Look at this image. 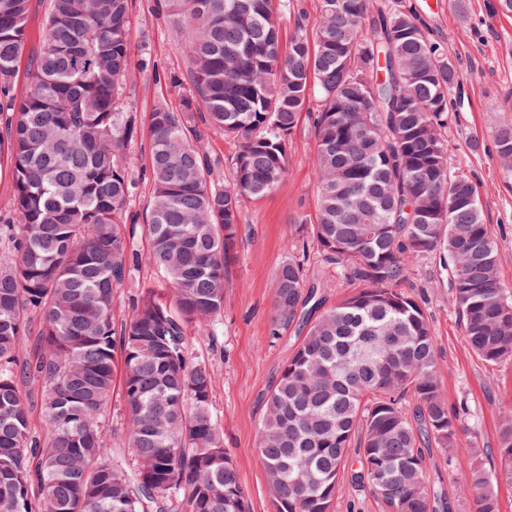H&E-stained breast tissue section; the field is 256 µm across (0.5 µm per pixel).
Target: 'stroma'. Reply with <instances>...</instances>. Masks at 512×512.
Returning a JSON list of instances; mask_svg holds the SVG:
<instances>
[{"label": "stroma", "instance_id": "1", "mask_svg": "<svg viewBox=\"0 0 512 512\" xmlns=\"http://www.w3.org/2000/svg\"><path fill=\"white\" fill-rule=\"evenodd\" d=\"M436 42L451 45L458 63V81L450 89L452 118L443 134L448 142L451 171L479 186L487 224L498 244L501 278L512 290V174L498 157L496 130L512 122V16L494 13L495 0H406ZM186 29L156 15L152 0H132L133 56L148 52L165 72H183L182 46ZM178 106L168 85L154 82L139 69L127 79L125 102L138 121V133L125 154L130 171L142 183L130 210L146 216L150 200L149 115L159 99ZM315 139L312 122L301 117L288 149L289 170L279 188L242 205L238 231L239 259L232 268V284L216 336H196L194 356L214 371L213 411L224 433V446L237 465L248 492L250 512H274L265 470L258 454V429L266 398L291 357L301 331L298 326L271 327L274 274L287 258V238L294 236L298 219L314 221L316 179L312 166ZM411 281L421 298L435 334L438 378L449 404L467 408L465 443L453 459L440 449L426 452V470L442 487L451 512H473V499L461 495L458 473L469 469L472 447L483 450L482 463H497L503 413L512 409V360L490 364L468 347L456 314L448 273L439 256L420 260Z\"/></svg>", "mask_w": 512, "mask_h": 512}]
</instances>
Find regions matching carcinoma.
I'll return each instance as SVG.
<instances>
[{
  "label": "carcinoma",
  "instance_id": "obj_1",
  "mask_svg": "<svg viewBox=\"0 0 512 512\" xmlns=\"http://www.w3.org/2000/svg\"><path fill=\"white\" fill-rule=\"evenodd\" d=\"M156 0L186 28L182 73H154L179 95L149 116L147 253L128 209L136 180L123 156L137 133L124 102L133 64L130 0H49L28 57L29 0H0V168L13 183L0 214V512H249L213 414L214 374L190 334L216 335L237 261L242 204L273 193L288 144L312 119L318 195L311 245L275 274L276 326L312 299L309 248L354 286L298 337L266 400L258 453L275 512H331L339 480L370 487L383 512L450 508L426 477L425 450L453 457L465 408L448 405L437 347L411 265L448 257L463 335L487 363L512 359V297L478 186L451 172L448 91L457 64L405 0L369 18L370 0ZM233 140L228 179L204 150L210 130ZM512 161V123L496 132ZM165 292L143 288L117 322L116 289L142 262ZM121 386L125 444L106 418ZM39 408L41 432L32 428ZM498 465L457 478L476 512H500L512 484V411Z\"/></svg>",
  "mask_w": 512,
  "mask_h": 512
}]
</instances>
